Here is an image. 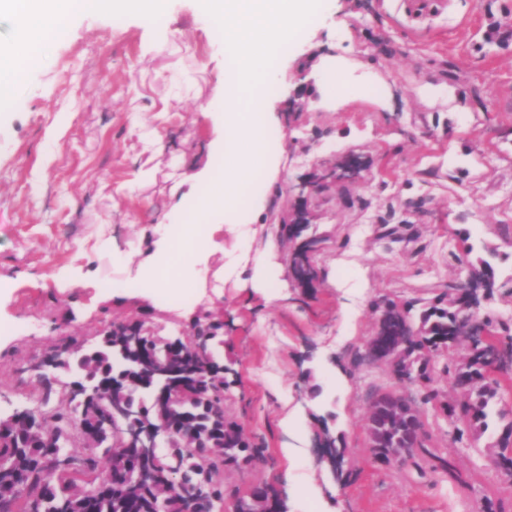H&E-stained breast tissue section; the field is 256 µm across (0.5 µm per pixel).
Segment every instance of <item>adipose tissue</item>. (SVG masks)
I'll return each mask as SVG.
<instances>
[{"instance_id":"adipose-tissue-1","label":"adipose tissue","mask_w":512,"mask_h":512,"mask_svg":"<svg viewBox=\"0 0 512 512\" xmlns=\"http://www.w3.org/2000/svg\"><path fill=\"white\" fill-rule=\"evenodd\" d=\"M111 7L155 19L165 13L167 0H0V11L14 17L21 32L18 43L0 47V102L13 98L18 81L73 15Z\"/></svg>"}]
</instances>
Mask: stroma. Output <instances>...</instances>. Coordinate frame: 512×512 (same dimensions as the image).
Wrapping results in <instances>:
<instances>
[{"label":"stroma","mask_w":512,"mask_h":512,"mask_svg":"<svg viewBox=\"0 0 512 512\" xmlns=\"http://www.w3.org/2000/svg\"><path fill=\"white\" fill-rule=\"evenodd\" d=\"M507 11L512 0H330L273 62L284 163L251 248L275 283L226 270L236 239L222 230L195 286L170 304L118 286L138 279L212 161L204 110L224 92V42L200 0H169L153 22L74 15L0 111V414L41 394L46 351L96 347L102 321L145 318L173 339L218 319L214 354L237 373L224 412L263 450L226 471V487L274 488L287 512H512V480L490 462L498 420L472 445L422 406L416 465L374 462L371 402L400 385L387 364L353 360L376 332L375 303L441 295L466 276L465 244L496 270L477 316L512 321V38H487ZM297 96L306 111L291 110ZM352 154L360 179L311 203L305 233L323 243L300 285L296 243L278 223L286 185ZM326 440L344 451L341 473Z\"/></svg>","instance_id":"obj_1"}]
</instances>
